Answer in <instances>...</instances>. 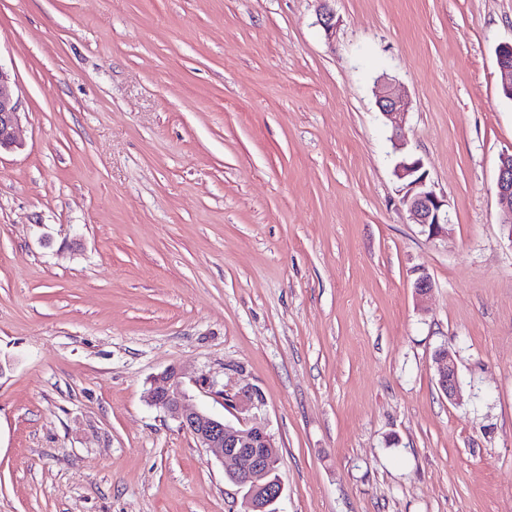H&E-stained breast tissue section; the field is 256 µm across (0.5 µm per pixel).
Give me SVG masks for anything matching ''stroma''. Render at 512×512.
Masks as SVG:
<instances>
[{
  "label": "stroma",
  "instance_id": "stroma-1",
  "mask_svg": "<svg viewBox=\"0 0 512 512\" xmlns=\"http://www.w3.org/2000/svg\"><path fill=\"white\" fill-rule=\"evenodd\" d=\"M331 6L332 41L317 0H0V512H240L146 400L170 368L219 415L261 393L279 512H512V0ZM382 75L447 236L400 203ZM495 54L501 77L502 93L512 100V42L498 45ZM11 71L0 65V153L2 149L18 147L17 129L20 122L21 98ZM496 195L503 220L512 241V153L503 154L496 179ZM434 359L438 366V387L450 402L459 395L458 370L451 351L447 347L436 351Z\"/></svg>",
  "mask_w": 512,
  "mask_h": 512
}]
</instances>
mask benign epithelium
<instances>
[{
	"label": "benign epithelium",
	"instance_id": "1",
	"mask_svg": "<svg viewBox=\"0 0 512 512\" xmlns=\"http://www.w3.org/2000/svg\"><path fill=\"white\" fill-rule=\"evenodd\" d=\"M320 2L318 23L329 37L334 38L336 20L328 5L330 0ZM495 54L502 93L512 100V42L498 45ZM378 108L391 126L394 149H402L407 112L402 96L389 83L379 96ZM20 109L16 81L11 71L0 65V150L18 147ZM394 173L402 181L401 203L409 219L420 225L432 239L447 235V200L438 196L428 183V173L423 169L422 161L405 157L396 164ZM496 195L502 224L512 240V153H506L500 159ZM434 359L438 366V387L453 402L460 389L453 355L443 347L436 351ZM165 379L167 386L153 387L147 392L149 404L168 413L201 447L211 449L221 462L229 463L226 476L242 493V512H279L277 503L283 487L268 480V476L278 470L279 457L267 427L253 414V409L262 404L260 393L253 388H241L236 392L224 390V407L235 417L232 422L186 404V394L175 369L167 370Z\"/></svg>",
	"mask_w": 512,
	"mask_h": 512
}]
</instances>
